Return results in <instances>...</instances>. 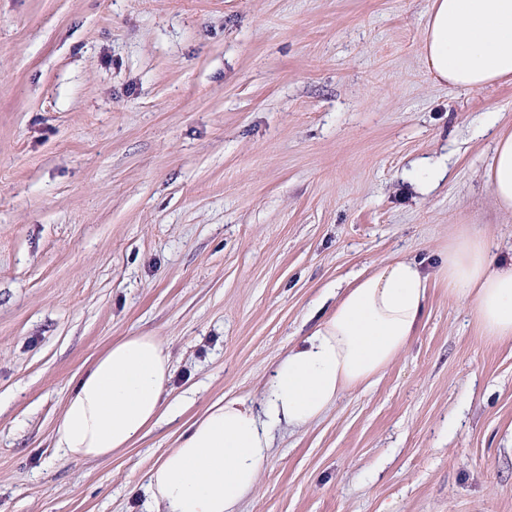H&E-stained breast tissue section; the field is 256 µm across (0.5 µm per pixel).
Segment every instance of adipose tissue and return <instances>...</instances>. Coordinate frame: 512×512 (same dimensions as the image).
Instances as JSON below:
<instances>
[{"label":"adipose tissue","instance_id":"adipose-tissue-1","mask_svg":"<svg viewBox=\"0 0 512 512\" xmlns=\"http://www.w3.org/2000/svg\"><path fill=\"white\" fill-rule=\"evenodd\" d=\"M422 54L438 84L473 91L512 82V0H430ZM487 179L500 210L512 214V131L497 134ZM438 276L449 294L470 304L483 338L512 340V265L496 260L489 237L461 232L445 249ZM428 286L409 259L358 275L276 364L260 403L216 400L151 468L157 512H237L270 458L276 429L312 424L405 352ZM171 378L158 337L112 343L67 399L57 448L69 458L96 459L130 447L172 413L165 403Z\"/></svg>","mask_w":512,"mask_h":512}]
</instances>
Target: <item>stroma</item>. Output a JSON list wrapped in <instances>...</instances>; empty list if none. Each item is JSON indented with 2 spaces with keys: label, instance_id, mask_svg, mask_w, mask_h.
I'll list each match as a JSON object with an SVG mask.
<instances>
[{
  "label": "stroma",
  "instance_id": "stroma-1",
  "mask_svg": "<svg viewBox=\"0 0 512 512\" xmlns=\"http://www.w3.org/2000/svg\"><path fill=\"white\" fill-rule=\"evenodd\" d=\"M428 4L0 0V512H148L175 430L259 401L315 314L394 259L432 276L417 336L278 432L238 512H512V341L434 277L468 229L512 262L486 177L512 84H435ZM142 333L181 415L63 456L78 378Z\"/></svg>",
  "mask_w": 512,
  "mask_h": 512
}]
</instances>
